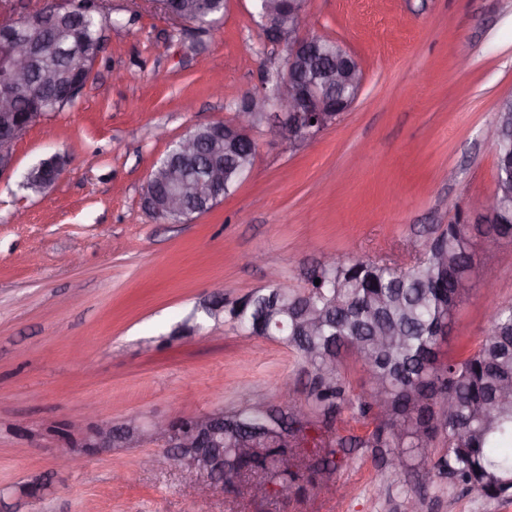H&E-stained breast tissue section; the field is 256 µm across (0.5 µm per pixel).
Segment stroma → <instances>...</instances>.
I'll list each match as a JSON object with an SVG mask.
<instances>
[{"mask_svg":"<svg viewBox=\"0 0 512 512\" xmlns=\"http://www.w3.org/2000/svg\"><path fill=\"white\" fill-rule=\"evenodd\" d=\"M106 2L112 23L84 92L31 126L0 176V512H512L453 484L436 444L415 461L419 499L386 448L337 453L330 480L345 497L307 484L285 503L188 479L148 440L57 469L61 430L91 400L119 424L275 407L284 382L305 397L293 351L205 320L204 301L232 304L274 275L302 287L326 256L402 267L446 225L483 222L496 109L512 97V0H308L303 32L340 41L363 70L357 101L302 143L255 129L237 191L168 223L142 204L156 161L228 119L286 51L263 43L252 0H229L202 28L155 0ZM54 154L66 159L56 184L21 190ZM474 263L447 357L476 349L491 306L512 303V239L475 240ZM32 482L41 497L20 494Z\"/></svg>","mask_w":512,"mask_h":512,"instance_id":"1","label":"stroma"}]
</instances>
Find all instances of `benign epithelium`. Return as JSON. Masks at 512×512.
I'll list each match as a JSON object with an SVG mask.
<instances>
[{"label":"benign epithelium","mask_w":512,"mask_h":512,"mask_svg":"<svg viewBox=\"0 0 512 512\" xmlns=\"http://www.w3.org/2000/svg\"><path fill=\"white\" fill-rule=\"evenodd\" d=\"M281 2L288 4V8L280 12L265 7L259 15V28L265 41L287 50L285 69L279 71L274 94L246 93L227 124L241 137L250 139L256 119L261 117L271 135L297 143L313 137L334 121L336 106L327 96L329 88L341 84L355 89L342 108L344 112L349 110L362 87L363 73L354 55L343 47L335 61L324 64L322 39L303 37L299 33L306 0ZM67 13L68 4L63 0H48L43 6L30 10L22 20L37 27ZM38 54L39 45L19 37L13 22L0 20V63L8 68L10 83L20 86L27 82ZM40 117L39 112L20 114L12 111L10 89L0 91V174L13 168L14 144ZM63 168L61 163L46 171L37 164L27 171V175L37 177L47 190L58 181ZM167 182L177 185L179 190L166 196L160 209L179 213L195 193V184L185 181L178 167L168 172ZM223 424L224 412L220 410L196 417L187 425L178 424L173 417L155 418L146 425L132 417L120 426L109 422L85 426L80 421L70 420L67 428L74 440L69 450L62 452L61 466L74 467L86 455L108 452L120 446L136 447L148 438L164 449L173 469L190 477L204 475L213 486L228 490L230 484L224 482V457L213 458L196 452L200 445L224 436ZM251 492L259 498L273 494L282 500L295 494L290 486L270 483H256L251 486Z\"/></svg>","instance_id":"1"}]
</instances>
